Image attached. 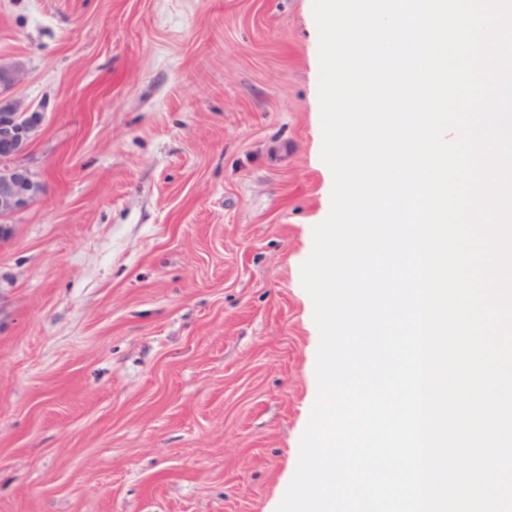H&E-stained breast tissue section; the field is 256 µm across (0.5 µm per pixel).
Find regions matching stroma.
Returning a JSON list of instances; mask_svg holds the SVG:
<instances>
[{
    "instance_id": "35a3bbf8",
    "label": "stroma",
    "mask_w": 512,
    "mask_h": 512,
    "mask_svg": "<svg viewBox=\"0 0 512 512\" xmlns=\"http://www.w3.org/2000/svg\"><path fill=\"white\" fill-rule=\"evenodd\" d=\"M313 0H0L44 119L0 239V512H276L330 204Z\"/></svg>"
}]
</instances>
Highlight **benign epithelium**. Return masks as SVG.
<instances>
[{
    "label": "benign epithelium",
    "mask_w": 512,
    "mask_h": 512,
    "mask_svg": "<svg viewBox=\"0 0 512 512\" xmlns=\"http://www.w3.org/2000/svg\"><path fill=\"white\" fill-rule=\"evenodd\" d=\"M21 68L0 63V227L8 229V220L35 202L44 192L26 157L32 139L43 121V113L31 112L12 98L11 91L20 81Z\"/></svg>",
    "instance_id": "obj_1"
}]
</instances>
